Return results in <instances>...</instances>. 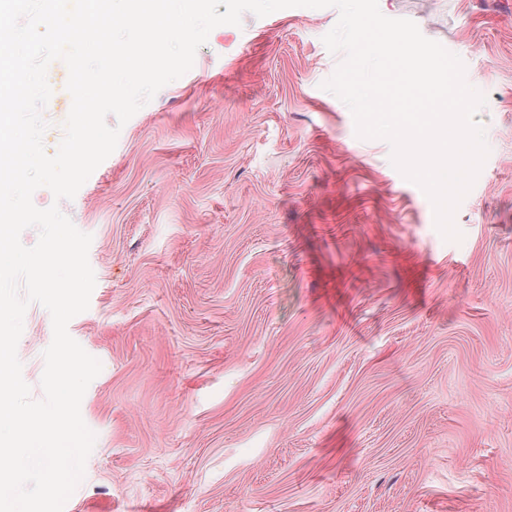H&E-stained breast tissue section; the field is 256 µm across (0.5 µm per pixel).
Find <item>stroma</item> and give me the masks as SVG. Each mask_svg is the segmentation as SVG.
<instances>
[{
    "instance_id": "obj_1",
    "label": "stroma",
    "mask_w": 512,
    "mask_h": 512,
    "mask_svg": "<svg viewBox=\"0 0 512 512\" xmlns=\"http://www.w3.org/2000/svg\"><path fill=\"white\" fill-rule=\"evenodd\" d=\"M458 55L488 156L444 241L323 90L334 8L244 13L74 199L102 370L64 512H512V0H378ZM52 321L17 353L33 399Z\"/></svg>"
}]
</instances>
